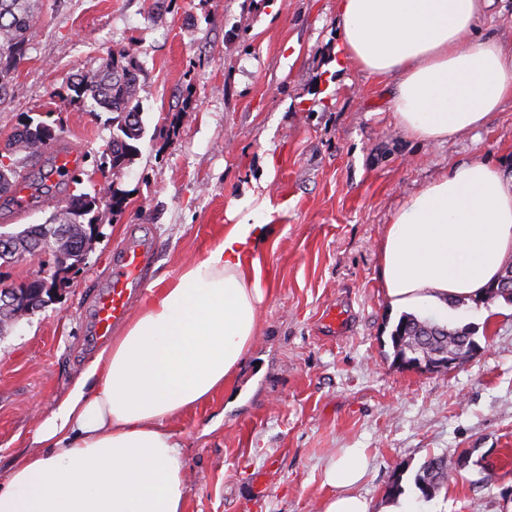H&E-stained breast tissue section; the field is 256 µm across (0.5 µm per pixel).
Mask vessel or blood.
I'll use <instances>...</instances> for the list:
<instances>
[{
	"mask_svg": "<svg viewBox=\"0 0 512 512\" xmlns=\"http://www.w3.org/2000/svg\"><path fill=\"white\" fill-rule=\"evenodd\" d=\"M150 257L149 251L138 247L125 249L116 256L112 279L98 294L90 312L87 346H97L109 338L113 325L126 316L132 295L144 284Z\"/></svg>",
	"mask_w": 512,
	"mask_h": 512,
	"instance_id": "b4317fda",
	"label": "vessel or blood"
}]
</instances>
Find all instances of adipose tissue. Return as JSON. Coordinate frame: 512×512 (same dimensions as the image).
Instances as JSON below:
<instances>
[{
  "mask_svg": "<svg viewBox=\"0 0 512 512\" xmlns=\"http://www.w3.org/2000/svg\"><path fill=\"white\" fill-rule=\"evenodd\" d=\"M494 0H336L343 62L394 82L409 137L440 144L512 102V43L481 34ZM244 215L197 262L156 281L122 332L39 425L36 451L0 487V512H185V464L169 424L231 387L260 327L263 222ZM512 254V176L453 166L411 194L388 224L380 272L391 309L451 323L482 298ZM363 449L326 472L322 512H369L355 491Z\"/></svg>",
  "mask_w": 512,
  "mask_h": 512,
  "instance_id": "obj_1",
  "label": "adipose tissue"
}]
</instances>
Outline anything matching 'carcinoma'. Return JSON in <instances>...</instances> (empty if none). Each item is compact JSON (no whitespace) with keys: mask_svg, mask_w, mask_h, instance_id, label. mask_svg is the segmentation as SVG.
<instances>
[{"mask_svg":"<svg viewBox=\"0 0 512 512\" xmlns=\"http://www.w3.org/2000/svg\"><path fill=\"white\" fill-rule=\"evenodd\" d=\"M37 0H0V102L6 100L13 74L25 57L29 32L34 20ZM141 67L136 52L129 50L107 60L96 72L74 80L69 85L74 102L91 101L93 107L112 113V138L100 163L101 169L120 171L132 164L139 155V141L146 132L143 110L138 99ZM42 122L29 120L17 129L14 142L25 149L39 151L50 149L55 137L30 139V130ZM66 207L53 215L46 224H30L18 232H0L15 243L18 252L24 253L38 237L46 238L49 251L68 252L90 241L87 228L98 223L99 206L96 197L88 194L64 198ZM67 225V235L56 237V224ZM504 287H491L484 301L503 297L512 302V264L505 266L500 276ZM394 359L412 365L415 362L434 363L450 355L467 358L475 354L470 345H478L474 328L465 324L450 327L432 319L404 313L390 333ZM469 453L441 454L428 458L414 477V484L422 497L435 495L453 472L465 469Z\"/></svg>","mask_w":512,"mask_h":512,"instance_id":"1","label":"carcinoma"}]
</instances>
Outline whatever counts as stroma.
Masks as SVG:
<instances>
[{
  "instance_id": "obj_1",
  "label": "stroma",
  "mask_w": 512,
  "mask_h": 512,
  "mask_svg": "<svg viewBox=\"0 0 512 512\" xmlns=\"http://www.w3.org/2000/svg\"><path fill=\"white\" fill-rule=\"evenodd\" d=\"M40 3L0 104V147L25 119H49L58 150L81 158L68 192L101 191L112 115L71 103L66 86L130 49L146 133L113 177L125 208L101 206V237L58 298L0 336V480L95 357L83 346L86 310L113 254L146 245L147 284L173 278L237 223L235 204L249 195L254 207L271 203L274 229L259 249L260 331L236 385L170 425L185 512H319L343 448L366 452L357 491L370 512H512V303L460 305L456 322L475 326L481 349L455 368H403L379 254L407 196L453 166L490 161L512 173V105L442 145L406 138L392 81L340 64L336 0ZM332 306L348 322L333 334L322 322ZM463 450L468 467L422 499L421 465Z\"/></svg>"
}]
</instances>
